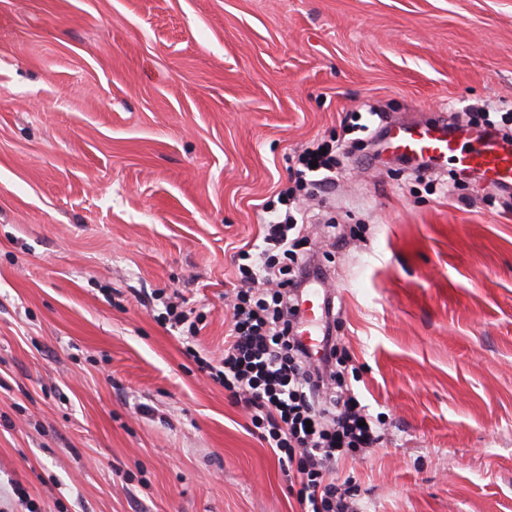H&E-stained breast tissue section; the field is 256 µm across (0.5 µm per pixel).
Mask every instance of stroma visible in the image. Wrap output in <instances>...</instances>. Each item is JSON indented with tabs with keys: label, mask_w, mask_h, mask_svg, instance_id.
I'll return each mask as SVG.
<instances>
[{
	"label": "stroma",
	"mask_w": 512,
	"mask_h": 512,
	"mask_svg": "<svg viewBox=\"0 0 512 512\" xmlns=\"http://www.w3.org/2000/svg\"><path fill=\"white\" fill-rule=\"evenodd\" d=\"M512 108V0H0V512H300L187 353L307 143L338 354L382 444L365 512H512V209L342 119ZM199 320L168 330L166 302Z\"/></svg>",
	"instance_id": "1"
}]
</instances>
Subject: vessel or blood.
<instances>
[{
    "label": "vessel or blood",
    "instance_id": "b4317fda",
    "mask_svg": "<svg viewBox=\"0 0 512 512\" xmlns=\"http://www.w3.org/2000/svg\"><path fill=\"white\" fill-rule=\"evenodd\" d=\"M388 153L402 158L440 160L453 158L462 168L482 173L497 186L512 185V149L495 139L461 138L448 131L447 122L388 124L384 138Z\"/></svg>",
    "mask_w": 512,
    "mask_h": 512
}]
</instances>
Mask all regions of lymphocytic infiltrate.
<instances>
[{
	"instance_id": "obj_1",
	"label": "lymphocytic infiltrate",
	"mask_w": 512,
	"mask_h": 512,
	"mask_svg": "<svg viewBox=\"0 0 512 512\" xmlns=\"http://www.w3.org/2000/svg\"><path fill=\"white\" fill-rule=\"evenodd\" d=\"M335 168L334 143H311L297 155L276 200L263 205L262 248L237 253L242 285L227 302L231 328L214 375L260 439L281 453L301 512H361L356 494L327 475L344 456L376 447L384 437L351 393L331 332H324L318 356L295 328L302 286L310 276L325 275L300 250L306 214L295 201L308 186L335 183Z\"/></svg>"
}]
</instances>
